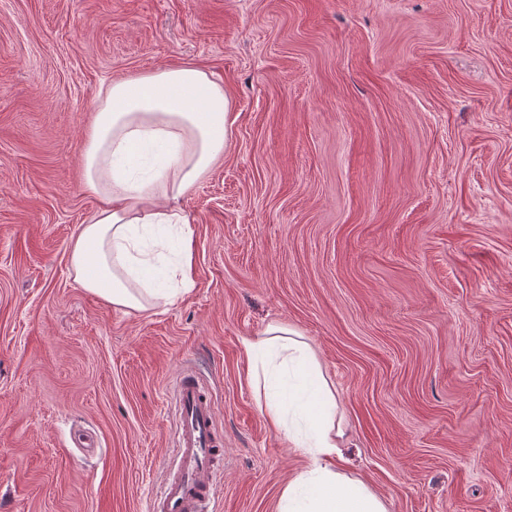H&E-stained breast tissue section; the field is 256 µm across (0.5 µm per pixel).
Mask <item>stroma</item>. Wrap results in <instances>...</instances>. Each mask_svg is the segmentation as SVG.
Instances as JSON below:
<instances>
[{
  "instance_id": "1",
  "label": "stroma",
  "mask_w": 512,
  "mask_h": 512,
  "mask_svg": "<svg viewBox=\"0 0 512 512\" xmlns=\"http://www.w3.org/2000/svg\"><path fill=\"white\" fill-rule=\"evenodd\" d=\"M194 65L232 145L180 200L194 286L123 312L70 249L102 86ZM298 332L389 512H512V0H0V512H150L174 385L212 389L217 512L308 463L244 342Z\"/></svg>"
}]
</instances>
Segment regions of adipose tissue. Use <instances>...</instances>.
<instances>
[{"label": "adipose tissue", "mask_w": 512, "mask_h": 512, "mask_svg": "<svg viewBox=\"0 0 512 512\" xmlns=\"http://www.w3.org/2000/svg\"><path fill=\"white\" fill-rule=\"evenodd\" d=\"M235 117L219 82L197 67L160 69L101 90L84 154V183L103 205L82 224L70 252L75 281L114 308L145 311L170 304L193 284L192 254L176 267L143 249L156 226L185 228L177 205L229 148ZM181 287V288H182ZM261 410L272 427L309 457L283 488L278 512H387L367 485L342 472L344 429L318 363L294 331L268 325L244 343Z\"/></svg>", "instance_id": "ef3b65f1"}]
</instances>
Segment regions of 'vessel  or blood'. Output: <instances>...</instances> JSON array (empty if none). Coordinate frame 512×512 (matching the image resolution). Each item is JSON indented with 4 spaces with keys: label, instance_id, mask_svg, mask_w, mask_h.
Wrapping results in <instances>:
<instances>
[{
    "label": "vessel or blood",
    "instance_id": "b4317fda",
    "mask_svg": "<svg viewBox=\"0 0 512 512\" xmlns=\"http://www.w3.org/2000/svg\"><path fill=\"white\" fill-rule=\"evenodd\" d=\"M177 403V472L165 479L153 512H214L212 505L222 477L218 462L224 455L214 404L188 372L177 381Z\"/></svg>",
    "mask_w": 512,
    "mask_h": 512
}]
</instances>
